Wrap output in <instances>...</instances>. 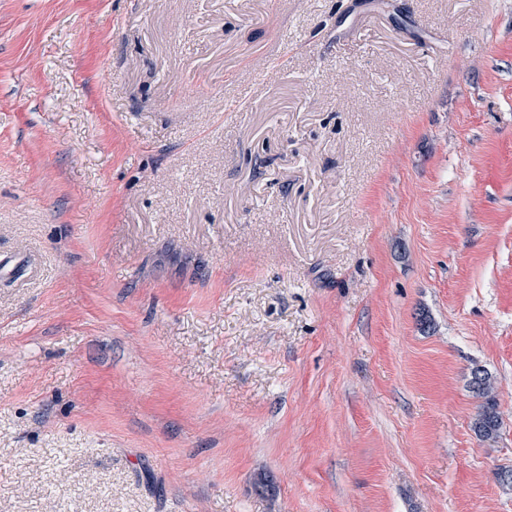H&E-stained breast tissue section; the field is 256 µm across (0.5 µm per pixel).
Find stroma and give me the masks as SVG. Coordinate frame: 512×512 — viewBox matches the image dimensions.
Instances as JSON below:
<instances>
[{
  "label": "stroma",
  "mask_w": 512,
  "mask_h": 512,
  "mask_svg": "<svg viewBox=\"0 0 512 512\" xmlns=\"http://www.w3.org/2000/svg\"><path fill=\"white\" fill-rule=\"evenodd\" d=\"M503 468L512 0H0V512H512ZM468 386L474 397L483 400L473 418L474 431L485 440L496 439L502 428V418L494 396V377L482 366H475L471 369Z\"/></svg>",
  "instance_id": "obj_1"
}]
</instances>
